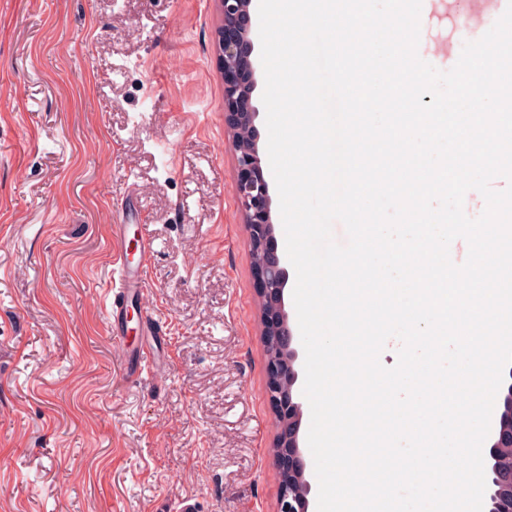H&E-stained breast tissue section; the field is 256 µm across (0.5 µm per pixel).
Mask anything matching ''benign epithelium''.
Instances as JSON below:
<instances>
[{"instance_id": "benign-epithelium-1", "label": "benign epithelium", "mask_w": 512, "mask_h": 512, "mask_svg": "<svg viewBox=\"0 0 512 512\" xmlns=\"http://www.w3.org/2000/svg\"><path fill=\"white\" fill-rule=\"evenodd\" d=\"M222 25L218 31L219 60L224 77V117L233 131L232 148L237 162L235 194L250 231L252 264L258 279L263 336L267 353V390L275 408L277 436L273 455L281 469L279 512H309L312 491L299 446L301 404L296 384L298 339L283 306L288 274L277 253L271 219L269 183L258 152V112L250 106L259 60L253 57L250 38L251 0H219ZM495 438L489 449L493 462L494 493L488 512H512V384L495 415Z\"/></svg>"}]
</instances>
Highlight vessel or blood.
Returning a JSON list of instances; mask_svg holds the SVG:
<instances>
[{
    "label": "vessel or blood",
    "instance_id": "vessel-or-blood-1",
    "mask_svg": "<svg viewBox=\"0 0 512 512\" xmlns=\"http://www.w3.org/2000/svg\"><path fill=\"white\" fill-rule=\"evenodd\" d=\"M112 262L119 272L118 288H103L102 298L107 309V320L110 334L116 343H123V316L129 295H143L147 286V273L153 262L155 250L147 238L130 242L129 227L116 224L112 227ZM146 339L135 347L124 365L127 379L143 381L155 364V350L148 341L152 335V327H145Z\"/></svg>",
    "mask_w": 512,
    "mask_h": 512
}]
</instances>
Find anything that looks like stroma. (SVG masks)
Wrapping results in <instances>:
<instances>
[{
    "label": "stroma",
    "instance_id": "obj_1",
    "mask_svg": "<svg viewBox=\"0 0 512 512\" xmlns=\"http://www.w3.org/2000/svg\"><path fill=\"white\" fill-rule=\"evenodd\" d=\"M448 2L422 4L442 71ZM220 24L217 0H0V512H278ZM117 223L155 248L139 384L99 298ZM155 364V350L148 342V338L131 351V355L124 364V375L133 381H143Z\"/></svg>",
    "mask_w": 512,
    "mask_h": 512
}]
</instances>
